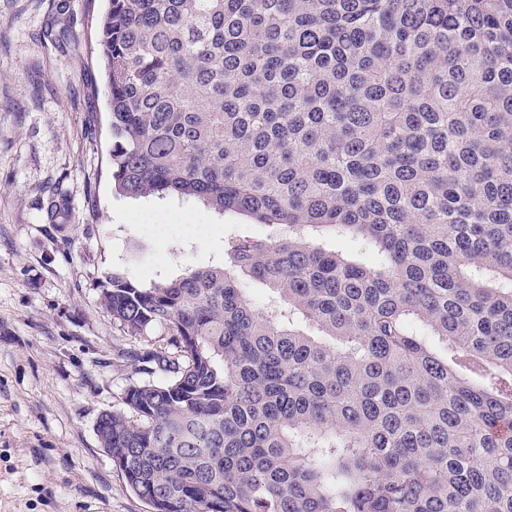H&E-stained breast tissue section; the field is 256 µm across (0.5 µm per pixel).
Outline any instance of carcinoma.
<instances>
[{"mask_svg":"<svg viewBox=\"0 0 512 512\" xmlns=\"http://www.w3.org/2000/svg\"><path fill=\"white\" fill-rule=\"evenodd\" d=\"M98 45L115 192L278 230L107 276L113 322L172 347L97 423L130 489L512 512V0H108Z\"/></svg>","mask_w":512,"mask_h":512,"instance_id":"carcinoma-1","label":"carcinoma"}]
</instances>
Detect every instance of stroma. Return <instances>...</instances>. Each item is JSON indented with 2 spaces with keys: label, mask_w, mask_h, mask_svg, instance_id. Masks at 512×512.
Instances as JSON below:
<instances>
[{
  "label": "stroma",
  "mask_w": 512,
  "mask_h": 512,
  "mask_svg": "<svg viewBox=\"0 0 512 512\" xmlns=\"http://www.w3.org/2000/svg\"><path fill=\"white\" fill-rule=\"evenodd\" d=\"M106 5L0 0V512H150L97 422L145 380L128 353L168 338L114 323L106 277L174 278L222 261L227 235L269 232L196 201L114 192L96 38Z\"/></svg>",
  "instance_id": "35a3bbf8"
}]
</instances>
